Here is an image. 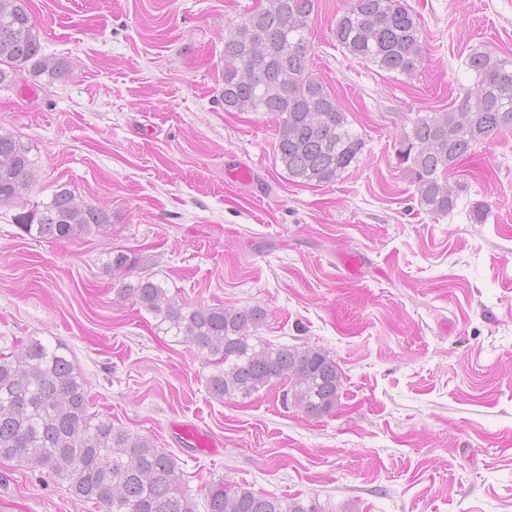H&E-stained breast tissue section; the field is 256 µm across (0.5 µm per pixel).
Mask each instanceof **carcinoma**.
Segmentation results:
<instances>
[{
	"mask_svg": "<svg viewBox=\"0 0 512 512\" xmlns=\"http://www.w3.org/2000/svg\"><path fill=\"white\" fill-rule=\"evenodd\" d=\"M312 8L313 0H264L244 15L224 36L221 97L226 112L272 116L277 157L288 176L319 185L357 161L365 140L311 71ZM331 35L349 54L387 73L410 75L423 62V33L406 0H346ZM465 64L474 90L455 107L417 117L397 148L420 205L433 215L455 205L448 175L484 140L512 127V60L475 50ZM28 66L51 81L63 75L61 63L42 53L28 0H0V86L13 84ZM34 167L29 147L0 132V203L28 194ZM14 220L36 239L59 240L100 231L111 215L60 185L48 201L25 203ZM136 264L121 250L108 262L125 273ZM121 290L213 367L206 386L214 398L245 399L284 383L283 405L308 418L338 407L343 376L336 362L316 347L255 336L265 316L260 305L191 306L146 275ZM69 355L66 346L36 336L0 352V459L46 470L78 500L104 512H194L173 455L89 412L86 381ZM207 505V512H322L314 499L283 501L222 481L209 486Z\"/></svg>",
	"mask_w": 512,
	"mask_h": 512,
	"instance_id": "1",
	"label": "carcinoma"
}]
</instances>
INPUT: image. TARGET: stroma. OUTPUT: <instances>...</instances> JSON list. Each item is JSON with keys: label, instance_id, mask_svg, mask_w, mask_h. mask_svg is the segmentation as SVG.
<instances>
[{"label": "stroma", "instance_id": "obj_1", "mask_svg": "<svg viewBox=\"0 0 512 512\" xmlns=\"http://www.w3.org/2000/svg\"><path fill=\"white\" fill-rule=\"evenodd\" d=\"M261 3L29 0L66 72L0 87V132L36 161L28 202L64 185L112 222L36 241L14 222L22 204H0V352L64 343L91 412L175 455L194 512L217 481L323 512H512V134L450 175L445 215L421 209L397 158L417 115L473 86V50L512 58V0H407L424 32L409 76L338 46L345 0H317L312 69L365 140L318 186L289 180L270 115L224 109V37ZM237 165L251 182L226 176ZM116 249L188 304L260 305L259 336L324 350L344 374L339 409L313 419L273 391L212 397L201 355L121 294ZM182 425L214 447L182 441ZM0 512L98 510L5 460Z\"/></svg>", "mask_w": 512, "mask_h": 512}]
</instances>
